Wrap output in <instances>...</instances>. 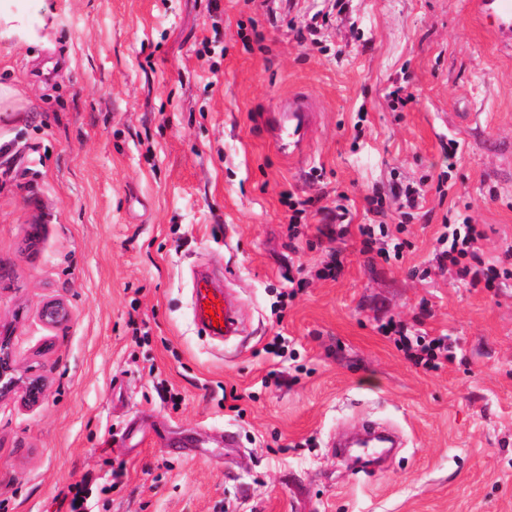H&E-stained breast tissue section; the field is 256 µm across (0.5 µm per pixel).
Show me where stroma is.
<instances>
[{
  "label": "stroma",
  "mask_w": 512,
  "mask_h": 512,
  "mask_svg": "<svg viewBox=\"0 0 512 512\" xmlns=\"http://www.w3.org/2000/svg\"><path fill=\"white\" fill-rule=\"evenodd\" d=\"M12 2L31 20L0 34V83L25 106L0 113V330L46 391L0 399V512H59L84 479L87 512H512V279L470 287L434 252L464 209L484 265L512 249V54L469 0ZM296 89L323 117L292 166L257 120ZM406 185L423 199L405 215ZM287 192L312 202L293 239ZM341 194L351 224L401 229V259L337 235ZM334 258L342 274L318 278ZM205 271L228 276L244 343L198 328ZM51 301L64 325L44 323ZM392 319L449 336L456 362L412 365ZM278 334L294 360L265 353ZM368 420L405 439L381 469L332 446ZM187 436L199 447L173 452Z\"/></svg>",
  "instance_id": "35a3bbf8"
}]
</instances>
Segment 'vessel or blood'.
I'll return each instance as SVG.
<instances>
[{"label":"vessel or blood","mask_w":512,"mask_h":512,"mask_svg":"<svg viewBox=\"0 0 512 512\" xmlns=\"http://www.w3.org/2000/svg\"><path fill=\"white\" fill-rule=\"evenodd\" d=\"M477 20L487 24L502 50L512 51V0H473ZM321 119L316 97L294 91L279 97L263 114V130L285 160L299 162ZM194 315L200 329L221 339L242 332L232 300L215 286L210 275L197 278L194 286Z\"/></svg>","instance_id":"obj_1"}]
</instances>
